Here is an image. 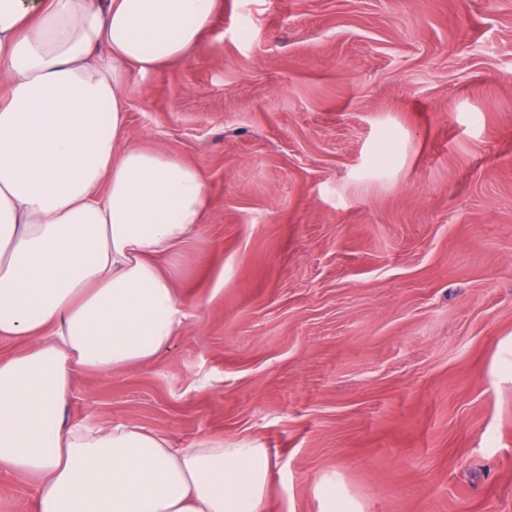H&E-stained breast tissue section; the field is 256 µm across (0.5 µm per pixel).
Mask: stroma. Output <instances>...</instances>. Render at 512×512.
I'll use <instances>...</instances> for the list:
<instances>
[{
    "label": "stroma",
    "instance_id": "1",
    "mask_svg": "<svg viewBox=\"0 0 512 512\" xmlns=\"http://www.w3.org/2000/svg\"><path fill=\"white\" fill-rule=\"evenodd\" d=\"M125 96L207 215L186 327L69 418L256 440L263 512H512V0H218Z\"/></svg>",
    "mask_w": 512,
    "mask_h": 512
}]
</instances>
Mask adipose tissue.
I'll use <instances>...</instances> for the list:
<instances>
[{"instance_id":"adipose-tissue-1","label":"adipose tissue","mask_w":512,"mask_h":512,"mask_svg":"<svg viewBox=\"0 0 512 512\" xmlns=\"http://www.w3.org/2000/svg\"><path fill=\"white\" fill-rule=\"evenodd\" d=\"M217 0H0V471L35 482L28 512H261L258 442L68 420L77 373L146 365L187 319L173 256L206 182L126 144L129 69L180 61Z\"/></svg>"}]
</instances>
